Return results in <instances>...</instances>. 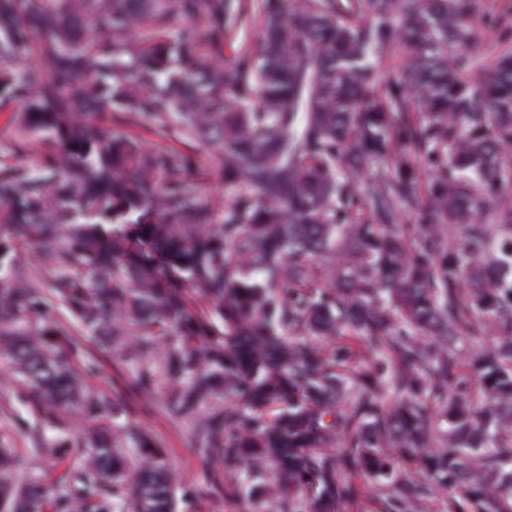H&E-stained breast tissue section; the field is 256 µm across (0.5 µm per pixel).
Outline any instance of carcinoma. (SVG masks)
I'll return each instance as SVG.
<instances>
[{
  "label": "carcinoma",
  "instance_id": "carcinoma-1",
  "mask_svg": "<svg viewBox=\"0 0 512 512\" xmlns=\"http://www.w3.org/2000/svg\"><path fill=\"white\" fill-rule=\"evenodd\" d=\"M477 9L0 0V105L26 107L0 165V355L35 418L28 452L81 455L50 482L0 446V512H178L200 494L115 425L123 408L78 367L87 340L193 419L206 481L249 487L253 512H347L360 466L376 478L363 512L440 495L512 512V236L476 223L512 186V22L486 21L500 52L472 82ZM34 46L43 63L15 65ZM398 50L402 80L379 95L377 61ZM105 109L124 133L89 121ZM204 143L253 193H200ZM425 169L423 224L392 232Z\"/></svg>",
  "mask_w": 512,
  "mask_h": 512
}]
</instances>
